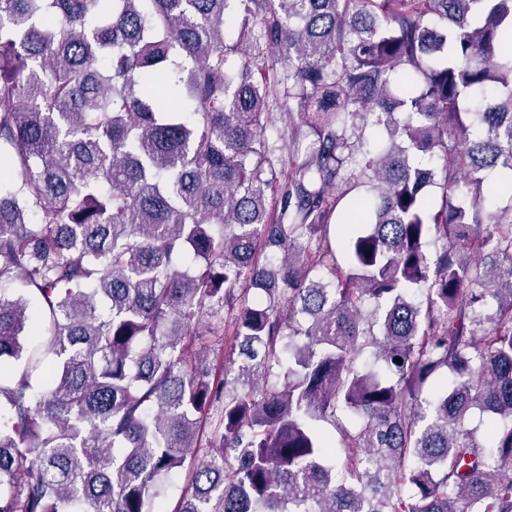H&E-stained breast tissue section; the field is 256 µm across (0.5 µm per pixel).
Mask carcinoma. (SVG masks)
Listing matches in <instances>:
<instances>
[{"instance_id":"1","label":"carcinoma","mask_w":512,"mask_h":512,"mask_svg":"<svg viewBox=\"0 0 512 512\" xmlns=\"http://www.w3.org/2000/svg\"><path fill=\"white\" fill-rule=\"evenodd\" d=\"M0 167V512H512V0H0Z\"/></svg>"}]
</instances>
